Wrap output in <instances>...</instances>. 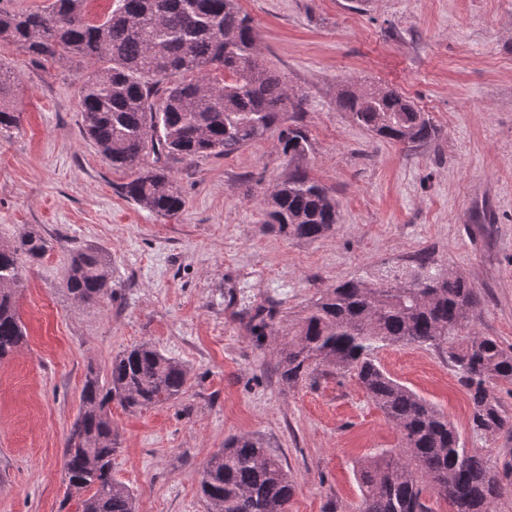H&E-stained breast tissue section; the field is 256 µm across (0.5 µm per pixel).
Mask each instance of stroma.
Returning a JSON list of instances; mask_svg holds the SVG:
<instances>
[{"instance_id": "obj_1", "label": "stroma", "mask_w": 512, "mask_h": 512, "mask_svg": "<svg viewBox=\"0 0 512 512\" xmlns=\"http://www.w3.org/2000/svg\"><path fill=\"white\" fill-rule=\"evenodd\" d=\"M261 62L306 97L311 147L301 164L338 202L327 236L267 228L263 190L292 170L275 137L173 172L184 209L159 218L126 200L81 132L91 70L43 62L0 37L16 67L17 129L0 134V241L40 232L50 251L17 294L26 342L0 363V512H75L64 504L62 454L88 368L149 341L189 371L180 401L112 409L120 448L112 473L139 512H207L199 482L209 456L257 433L295 481L288 512H351L356 468L398 434L350 375L298 384L276 376L273 338L257 310L296 315L336 283L421 253L468 279L475 330L512 347V0H238ZM352 86L389 87L437 128L420 145L389 142L336 105ZM94 246L111 260L112 297L76 301L70 256ZM384 369L434 403L466 447L504 475L495 512H512V432L474 434L465 387L435 347L388 346Z\"/></svg>"}]
</instances>
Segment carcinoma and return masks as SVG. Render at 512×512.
I'll return each mask as SVG.
<instances>
[{"label": "carcinoma", "instance_id": "cac0c4a2", "mask_svg": "<svg viewBox=\"0 0 512 512\" xmlns=\"http://www.w3.org/2000/svg\"><path fill=\"white\" fill-rule=\"evenodd\" d=\"M4 35L36 59L54 60L64 49L94 65L80 92L83 133L113 168L129 173L122 195L157 217L185 206L175 163L227 157L269 136L290 162L309 150L298 121L304 99L258 60L252 21L236 0H113L102 16L90 15L88 0H52L36 12L0 9ZM19 77L0 64V132L19 126L12 103ZM338 105L391 142L421 144L436 135L428 115L394 90H348ZM262 205L266 223L297 239L317 240L337 223L336 197L300 165ZM49 250L34 230L0 244V361L25 343L16 292ZM65 288L85 303L112 296L106 253L75 251ZM478 302L469 281L423 254L411 268L379 267L337 284L281 337V379L348 373L399 433L397 447L359 463L354 512H431L428 491L448 501L451 512H492L505 492L489 459L461 445L448 417L377 360L385 346L448 347L469 392L473 430H511L491 391L512 383V350L472 327ZM188 381L185 366L151 342L119 352L103 375L88 369L63 454L66 500L77 496L76 512H137L133 491L112 475L118 434L111 404L133 412L174 403ZM200 486L208 512H288L294 494L281 458L260 435L229 438L207 460Z\"/></svg>", "mask_w": 512, "mask_h": 512}]
</instances>
